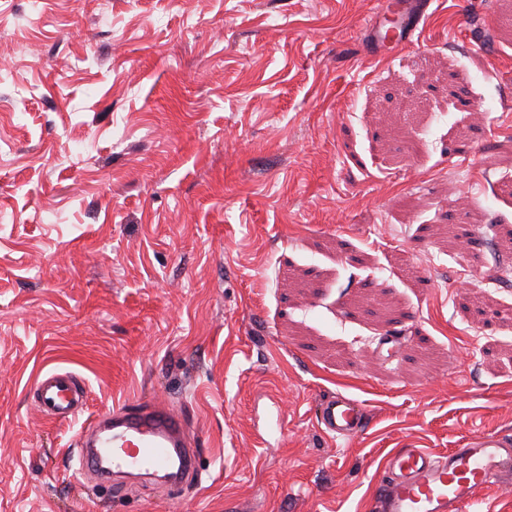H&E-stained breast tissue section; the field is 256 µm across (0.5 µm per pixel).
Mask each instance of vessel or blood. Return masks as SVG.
Wrapping results in <instances>:
<instances>
[{
	"label": "vessel or blood",
	"instance_id": "1",
	"mask_svg": "<svg viewBox=\"0 0 512 512\" xmlns=\"http://www.w3.org/2000/svg\"><path fill=\"white\" fill-rule=\"evenodd\" d=\"M425 0H394L368 23L366 43L379 53L420 36ZM36 407L54 420L82 411L86 399L77 375L44 374L35 381ZM369 419L365 403L342 394L323 398L316 421L329 437L362 432ZM78 475L103 476L129 470L160 475L171 493L195 473L196 450L186 436V419L168 404L124 401L98 415L78 440ZM512 482V441L477 435L467 447L436 455L421 448H399L389 458L375 501L376 512H469L483 492Z\"/></svg>",
	"mask_w": 512,
	"mask_h": 512
}]
</instances>
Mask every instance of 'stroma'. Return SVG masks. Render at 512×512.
I'll return each mask as SVG.
<instances>
[{
  "label": "stroma",
  "mask_w": 512,
  "mask_h": 512,
  "mask_svg": "<svg viewBox=\"0 0 512 512\" xmlns=\"http://www.w3.org/2000/svg\"><path fill=\"white\" fill-rule=\"evenodd\" d=\"M386 2L0 0V512H375L395 449L512 438V0L373 56ZM332 393L365 430L322 433ZM126 399L200 481L77 485ZM36 407L54 420H67L82 411L86 396L77 375L57 371L39 376L34 385ZM368 419L365 403L342 394L328 395L317 406V425L332 438H348L359 434L366 428Z\"/></svg>",
  "instance_id": "obj_1"
}]
</instances>
